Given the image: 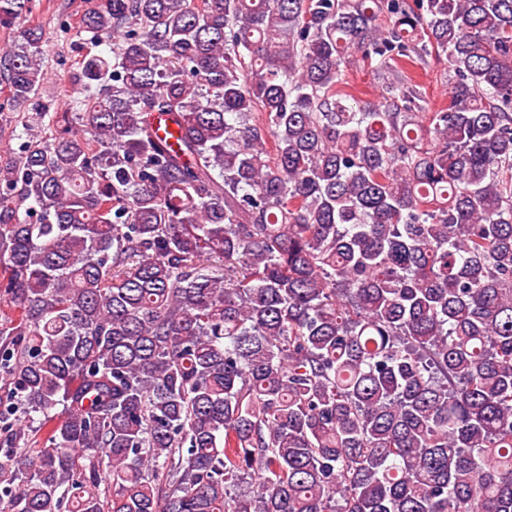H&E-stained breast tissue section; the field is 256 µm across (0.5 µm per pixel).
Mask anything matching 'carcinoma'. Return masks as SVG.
Here are the masks:
<instances>
[{
	"label": "carcinoma",
	"instance_id": "cac0c4a2",
	"mask_svg": "<svg viewBox=\"0 0 512 512\" xmlns=\"http://www.w3.org/2000/svg\"><path fill=\"white\" fill-rule=\"evenodd\" d=\"M81 31L112 54L0 171V363L45 431L0 512H512V0H96ZM3 74L38 105L37 29ZM445 72L448 74V62L445 57L440 61L430 59L427 69L419 71L418 81L426 93V101L432 111L448 105V82L447 78H444ZM347 80L350 83L351 91L355 95L370 102H377L382 100V89L373 79L372 75L367 73L358 63L350 67L347 72Z\"/></svg>",
	"mask_w": 512,
	"mask_h": 512
}]
</instances>
